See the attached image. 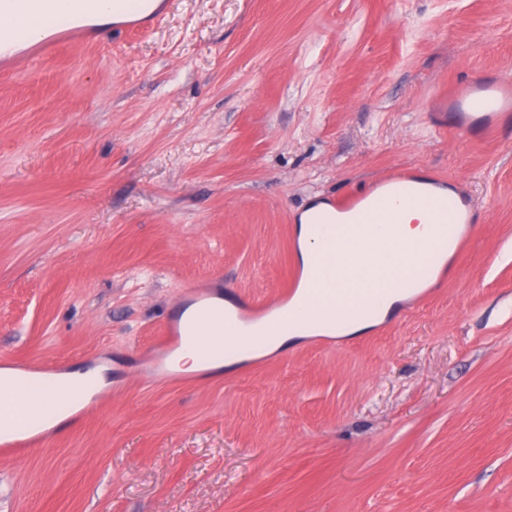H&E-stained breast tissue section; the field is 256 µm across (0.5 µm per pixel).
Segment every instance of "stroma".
<instances>
[{
    "label": "stroma",
    "instance_id": "1",
    "mask_svg": "<svg viewBox=\"0 0 512 512\" xmlns=\"http://www.w3.org/2000/svg\"><path fill=\"white\" fill-rule=\"evenodd\" d=\"M0 74V368L153 366L189 285L286 287L315 201L390 173L469 197L477 238L410 310L245 375L123 377L0 458V512H512V121L436 128L512 74L507 0H168ZM113 387V386H112ZM511 87L510 80L498 76L474 78L464 91H452L448 98H441L434 113L435 125L462 136L496 133L502 112H511Z\"/></svg>",
    "mask_w": 512,
    "mask_h": 512
}]
</instances>
